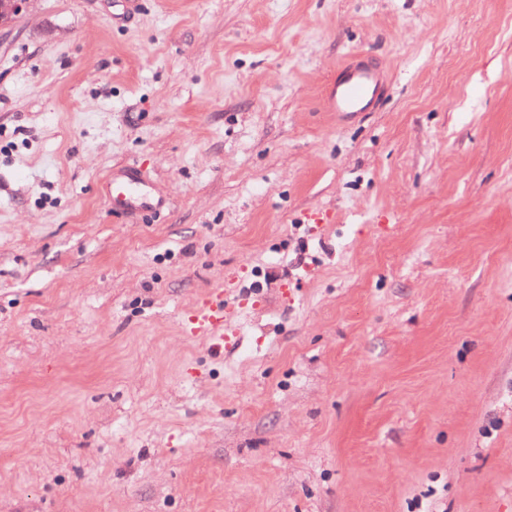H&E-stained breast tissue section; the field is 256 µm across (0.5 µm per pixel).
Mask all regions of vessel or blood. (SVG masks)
<instances>
[{
  "mask_svg": "<svg viewBox=\"0 0 512 512\" xmlns=\"http://www.w3.org/2000/svg\"><path fill=\"white\" fill-rule=\"evenodd\" d=\"M387 83L382 68L360 61L349 55L336 68V78L328 82L325 98L329 111L340 119L351 120L376 111ZM145 193L136 174H128L120 186L109 187L106 199L113 210L127 209L129 204L143 199ZM227 320L224 311V292H211L198 305L191 318L192 334L208 333L222 328Z\"/></svg>",
  "mask_w": 512,
  "mask_h": 512,
  "instance_id": "1",
  "label": "vessel or blood"
}]
</instances>
